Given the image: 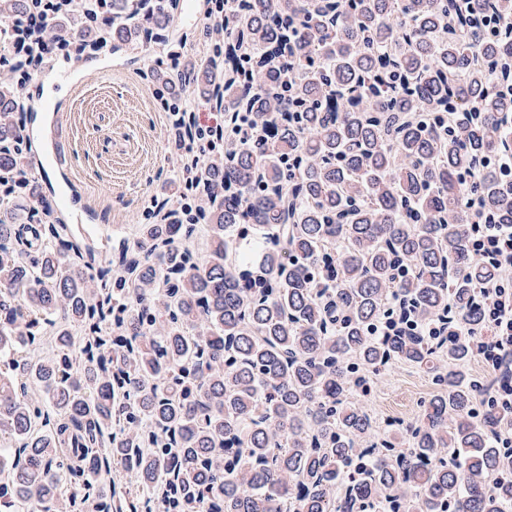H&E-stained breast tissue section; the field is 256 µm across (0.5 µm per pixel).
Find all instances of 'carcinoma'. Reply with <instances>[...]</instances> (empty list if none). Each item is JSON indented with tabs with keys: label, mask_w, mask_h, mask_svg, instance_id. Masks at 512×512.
<instances>
[{
	"label": "carcinoma",
	"mask_w": 512,
	"mask_h": 512,
	"mask_svg": "<svg viewBox=\"0 0 512 512\" xmlns=\"http://www.w3.org/2000/svg\"><path fill=\"white\" fill-rule=\"evenodd\" d=\"M217 2L227 135L181 217L97 262L46 198L24 220L0 197V512H512V417L484 406L503 372L468 370L496 279L471 199L512 224V0ZM28 8L0 0V44ZM173 9L112 39L159 48L161 90L214 82L168 66ZM51 27L91 38L80 12ZM27 108L0 85V172L31 196ZM409 315L446 332L377 334ZM397 363L433 392L378 434L354 398Z\"/></svg>",
	"instance_id": "obj_1"
}]
</instances>
